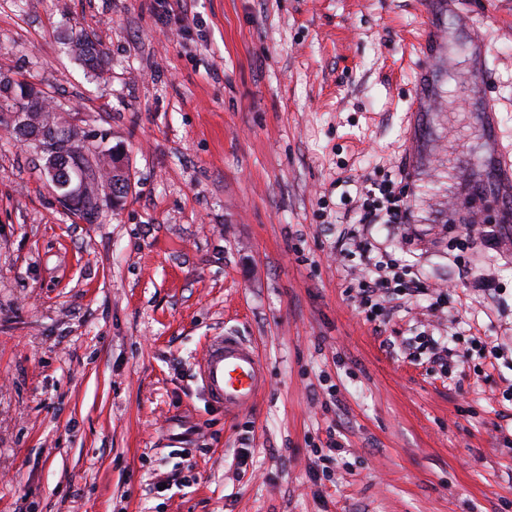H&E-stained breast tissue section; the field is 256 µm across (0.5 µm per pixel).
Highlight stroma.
Instances as JSON below:
<instances>
[{
    "label": "stroma",
    "instance_id": "stroma-1",
    "mask_svg": "<svg viewBox=\"0 0 512 512\" xmlns=\"http://www.w3.org/2000/svg\"><path fill=\"white\" fill-rule=\"evenodd\" d=\"M432 21L424 72L418 0H0V76L131 176L87 222L0 126V512H512V356H469L459 380L416 345H512V223L477 201L464 249L449 217L488 149L470 33L512 151V0H433ZM386 181L410 226L361 224ZM356 224L370 256L336 240ZM380 257L426 292L376 320L353 276ZM223 334L266 377L232 416L199 376ZM332 433L346 451L313 480ZM80 35L84 39L83 48L72 51L90 72H101L108 61L106 51L99 43L93 41L87 34L81 31L72 32L68 39L71 41L72 39L79 38Z\"/></svg>",
    "mask_w": 512,
    "mask_h": 512
}]
</instances>
